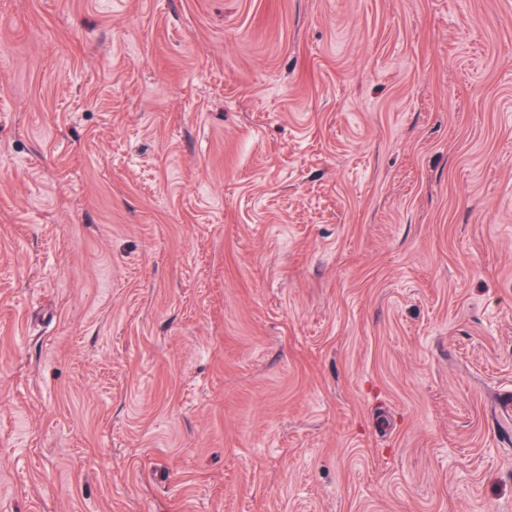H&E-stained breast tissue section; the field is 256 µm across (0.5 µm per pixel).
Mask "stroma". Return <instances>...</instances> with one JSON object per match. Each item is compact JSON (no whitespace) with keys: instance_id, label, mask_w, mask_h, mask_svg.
Here are the masks:
<instances>
[{"instance_id":"1","label":"stroma","mask_w":512,"mask_h":512,"mask_svg":"<svg viewBox=\"0 0 512 512\" xmlns=\"http://www.w3.org/2000/svg\"><path fill=\"white\" fill-rule=\"evenodd\" d=\"M512 0H0V512H512Z\"/></svg>"}]
</instances>
